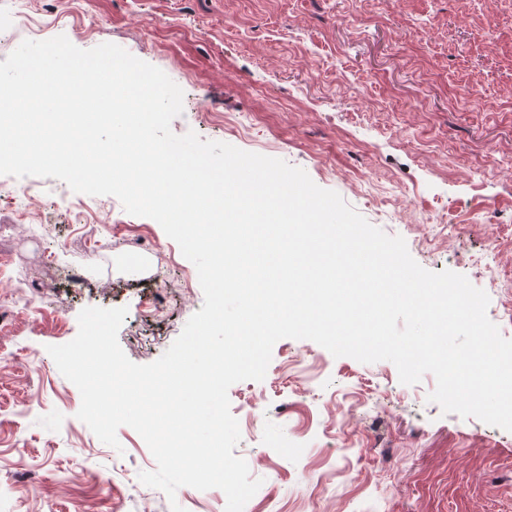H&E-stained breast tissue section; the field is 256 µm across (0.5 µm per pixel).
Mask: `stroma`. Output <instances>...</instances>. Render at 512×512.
<instances>
[{
	"mask_svg": "<svg viewBox=\"0 0 512 512\" xmlns=\"http://www.w3.org/2000/svg\"><path fill=\"white\" fill-rule=\"evenodd\" d=\"M60 34L161 69L184 93L173 133L304 169L423 268L484 290L512 339V0H0V62ZM35 183L0 175V512H224L219 489L143 485L144 440L101 442L47 351L83 308L124 307L122 350L154 362L203 305L195 266L116 197ZM435 387L277 341L264 379L228 391L234 453L261 482L244 512H512V432L443 414Z\"/></svg>",
	"mask_w": 512,
	"mask_h": 512,
	"instance_id": "35a3bbf8",
	"label": "stroma"
}]
</instances>
